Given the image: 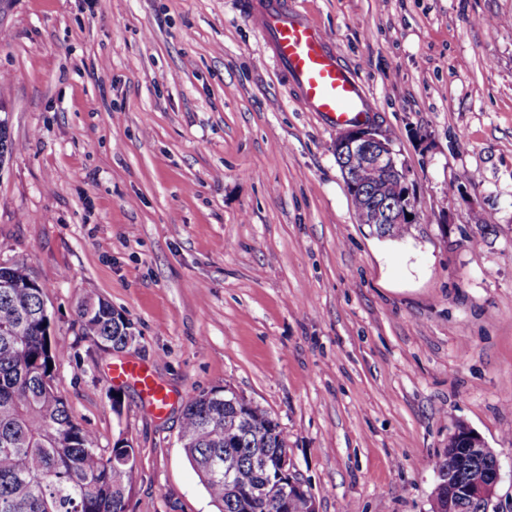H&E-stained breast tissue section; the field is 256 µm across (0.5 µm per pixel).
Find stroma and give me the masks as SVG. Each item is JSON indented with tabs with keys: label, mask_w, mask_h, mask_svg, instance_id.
Segmentation results:
<instances>
[{
	"label": "stroma",
	"mask_w": 512,
	"mask_h": 512,
	"mask_svg": "<svg viewBox=\"0 0 512 512\" xmlns=\"http://www.w3.org/2000/svg\"><path fill=\"white\" fill-rule=\"evenodd\" d=\"M290 2L415 175L405 238L358 223L337 128L238 0H0V258L45 286L54 387L102 451L135 447L129 512H216L181 404L224 387L287 433L316 512H430L460 423L512 512V0ZM90 289L133 324L166 415L113 387L77 324Z\"/></svg>",
	"instance_id": "1"
}]
</instances>
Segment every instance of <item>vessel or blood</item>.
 Returning a JSON list of instances; mask_svg holds the SVG:
<instances>
[{"instance_id": "1", "label": "vessel or blood", "mask_w": 512, "mask_h": 512, "mask_svg": "<svg viewBox=\"0 0 512 512\" xmlns=\"http://www.w3.org/2000/svg\"><path fill=\"white\" fill-rule=\"evenodd\" d=\"M241 8L261 31L306 111L330 127L373 114L375 106L356 74L318 27L290 9L288 0H243ZM110 376L114 382L137 386L155 415L167 413L170 396L146 365L134 360L115 363Z\"/></svg>"}]
</instances>
